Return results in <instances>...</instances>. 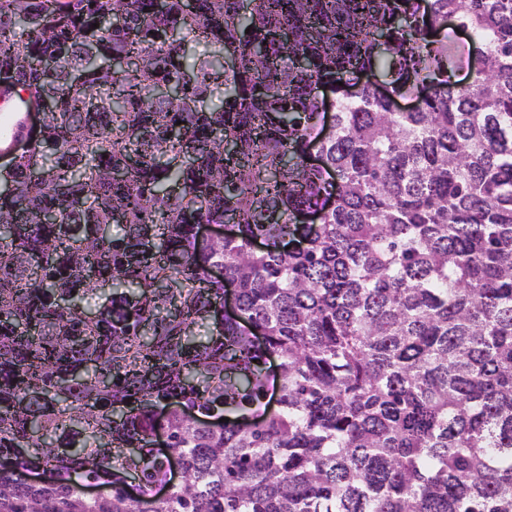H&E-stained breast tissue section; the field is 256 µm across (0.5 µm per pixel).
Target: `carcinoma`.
<instances>
[{"mask_svg": "<svg viewBox=\"0 0 512 512\" xmlns=\"http://www.w3.org/2000/svg\"><path fill=\"white\" fill-rule=\"evenodd\" d=\"M0 78V512H512V0H0Z\"/></svg>", "mask_w": 512, "mask_h": 512, "instance_id": "cac0c4a2", "label": "carcinoma"}]
</instances>
